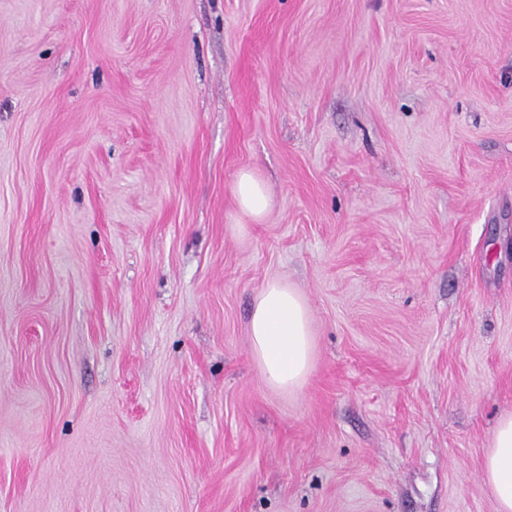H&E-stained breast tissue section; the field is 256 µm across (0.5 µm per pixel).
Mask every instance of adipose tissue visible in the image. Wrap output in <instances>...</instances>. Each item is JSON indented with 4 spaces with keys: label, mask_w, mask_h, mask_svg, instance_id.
Segmentation results:
<instances>
[{
    "label": "adipose tissue",
    "mask_w": 512,
    "mask_h": 512,
    "mask_svg": "<svg viewBox=\"0 0 512 512\" xmlns=\"http://www.w3.org/2000/svg\"><path fill=\"white\" fill-rule=\"evenodd\" d=\"M233 195L239 212L257 224L272 206L264 181L250 168L237 173ZM249 336L263 380L280 391L300 389L313 361L310 311L302 295L287 283L268 282L251 312ZM483 469L497 512H512V414L494 428Z\"/></svg>",
    "instance_id": "adipose-tissue-1"
}]
</instances>
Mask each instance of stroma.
I'll use <instances>...</instances> for the list:
<instances>
[{
	"instance_id": "35a3bbf8",
	"label": "stroma",
	"mask_w": 512,
	"mask_h": 512,
	"mask_svg": "<svg viewBox=\"0 0 512 512\" xmlns=\"http://www.w3.org/2000/svg\"><path fill=\"white\" fill-rule=\"evenodd\" d=\"M506 413L512 0H0V512H496ZM233 195L238 211L252 223H261L272 206L264 181L250 168L241 169L237 173ZM251 351L263 380L273 389H300L310 373L313 339L305 299L287 283L268 282L249 321ZM485 455V480L497 504V512L512 511V413L494 428Z\"/></svg>"
}]
</instances>
